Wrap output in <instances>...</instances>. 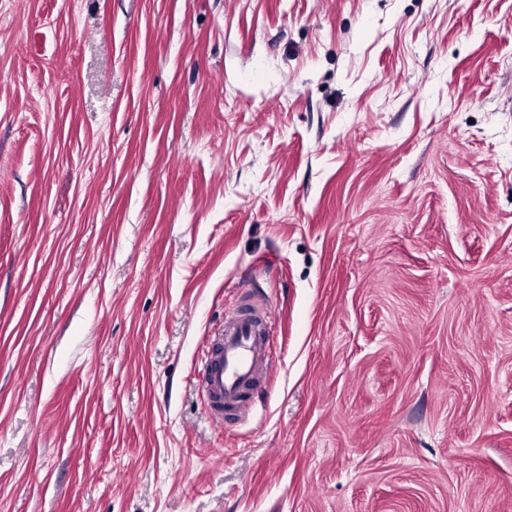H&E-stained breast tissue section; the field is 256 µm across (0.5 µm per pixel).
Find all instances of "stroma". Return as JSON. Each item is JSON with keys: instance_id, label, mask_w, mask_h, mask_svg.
<instances>
[{"instance_id": "stroma-1", "label": "stroma", "mask_w": 512, "mask_h": 512, "mask_svg": "<svg viewBox=\"0 0 512 512\" xmlns=\"http://www.w3.org/2000/svg\"><path fill=\"white\" fill-rule=\"evenodd\" d=\"M0 512H512V0H0ZM264 307L233 312L224 320L216 342L205 359L200 386L209 402V415L238 414L267 366Z\"/></svg>"}]
</instances>
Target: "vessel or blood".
I'll list each match as a JSON object with an SVG mask.
<instances>
[{
  "label": "vessel or blood",
  "instance_id": "vessel-or-blood-1",
  "mask_svg": "<svg viewBox=\"0 0 512 512\" xmlns=\"http://www.w3.org/2000/svg\"><path fill=\"white\" fill-rule=\"evenodd\" d=\"M266 319L262 307L225 318L200 377L211 417L234 415L245 408L250 390L267 366Z\"/></svg>",
  "mask_w": 512,
  "mask_h": 512
}]
</instances>
